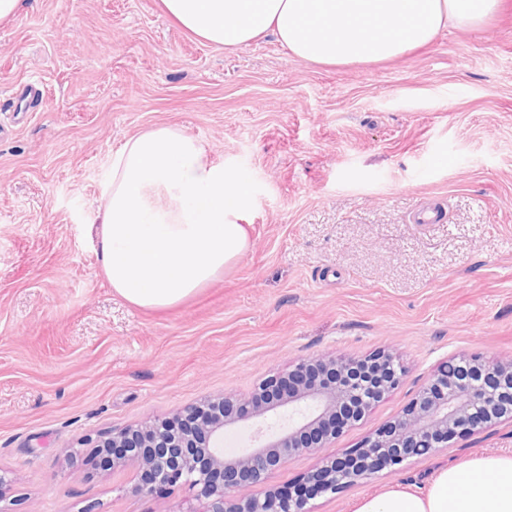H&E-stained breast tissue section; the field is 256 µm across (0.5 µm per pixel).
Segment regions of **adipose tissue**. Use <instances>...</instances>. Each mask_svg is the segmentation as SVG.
Here are the masks:
<instances>
[{"instance_id": "1", "label": "adipose tissue", "mask_w": 512, "mask_h": 512, "mask_svg": "<svg viewBox=\"0 0 512 512\" xmlns=\"http://www.w3.org/2000/svg\"><path fill=\"white\" fill-rule=\"evenodd\" d=\"M181 27L227 49L271 36L326 65L381 61L427 46L451 25L474 26L499 0H162ZM247 184L171 126L130 137L102 188L99 255L113 291L141 308L174 306L249 246L240 222ZM353 512H512V455L439 470L425 490L397 485Z\"/></svg>"}]
</instances>
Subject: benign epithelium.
Wrapping results in <instances>:
<instances>
[{"mask_svg":"<svg viewBox=\"0 0 512 512\" xmlns=\"http://www.w3.org/2000/svg\"><path fill=\"white\" fill-rule=\"evenodd\" d=\"M405 369L391 353L365 359L319 356L277 373L249 395L224 394L203 400L176 417H158L137 427L88 439L99 468L138 469L135 492L152 497L188 483L210 501L206 512H308L305 487L322 496L401 464L411 455H431L453 439L512 420V358L489 364L458 356L440 366L419 388L403 415L341 455L320 458L284 495L272 488L260 495L240 489L260 480L289 456L314 453L336 435V419H361L400 385ZM288 409V426L230 458L224 427Z\"/></svg>","mask_w":512,"mask_h":512,"instance_id":"7a95c632","label":"benign epithelium"}]
</instances>
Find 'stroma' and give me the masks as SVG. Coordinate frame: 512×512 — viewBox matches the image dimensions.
Listing matches in <instances>:
<instances>
[{"label": "stroma", "instance_id": "obj_1", "mask_svg": "<svg viewBox=\"0 0 512 512\" xmlns=\"http://www.w3.org/2000/svg\"><path fill=\"white\" fill-rule=\"evenodd\" d=\"M158 125L247 179L250 246L165 309L108 284L96 231L112 154ZM438 224H413L421 205ZM395 354L401 385L296 481L402 414L450 358L512 357V0L383 62L322 65L274 38L226 51L160 0H21L0 23V512H205L187 484L84 466L86 437L251 393L319 355ZM512 454V420L412 457L310 512H352L439 468Z\"/></svg>", "mask_w": 512, "mask_h": 512}]
</instances>
